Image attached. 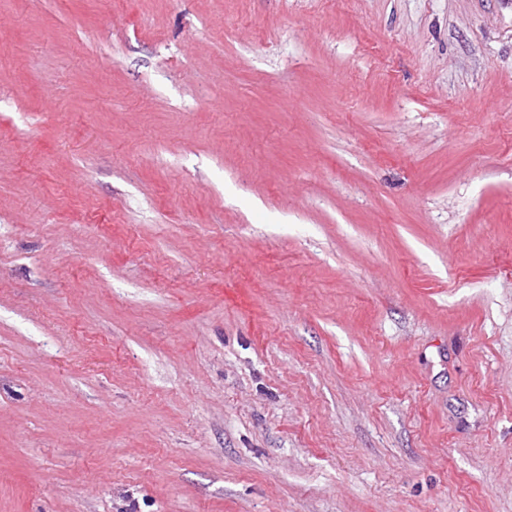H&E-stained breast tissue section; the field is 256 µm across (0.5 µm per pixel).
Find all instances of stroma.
Here are the masks:
<instances>
[{
  "mask_svg": "<svg viewBox=\"0 0 512 512\" xmlns=\"http://www.w3.org/2000/svg\"><path fill=\"white\" fill-rule=\"evenodd\" d=\"M0 512H512V0H0Z\"/></svg>",
  "mask_w": 512,
  "mask_h": 512,
  "instance_id": "35a3bbf8",
  "label": "stroma"
}]
</instances>
